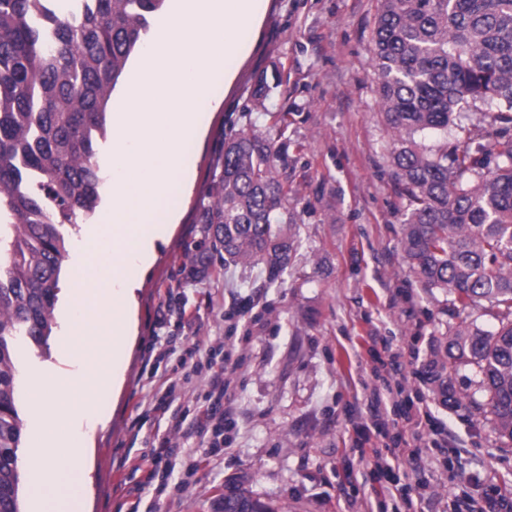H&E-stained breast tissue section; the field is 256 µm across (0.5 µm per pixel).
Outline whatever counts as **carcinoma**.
<instances>
[{
  "label": "carcinoma",
  "mask_w": 512,
  "mask_h": 512,
  "mask_svg": "<svg viewBox=\"0 0 512 512\" xmlns=\"http://www.w3.org/2000/svg\"><path fill=\"white\" fill-rule=\"evenodd\" d=\"M164 2L0 0V512H20L19 341L48 347L68 257L63 228L96 211L108 102ZM373 55L396 133L389 158L406 201L404 260L460 316L431 361L436 391L468 402L512 441V137L495 127L512 116L480 128L495 150L492 168L469 133L452 152L423 143L448 132L464 105L496 99L512 110V0H381ZM287 150L253 127L224 139L211 201L196 216L213 230L212 250L226 263L263 265L267 287L299 248ZM466 367L472 394L451 386ZM230 487L250 512H274L243 481Z\"/></svg>",
  "instance_id": "obj_1"
}]
</instances>
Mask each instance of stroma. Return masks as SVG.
<instances>
[{
    "mask_svg": "<svg viewBox=\"0 0 512 512\" xmlns=\"http://www.w3.org/2000/svg\"><path fill=\"white\" fill-rule=\"evenodd\" d=\"M380 0H269L257 39L212 111L195 157L190 195L136 291L134 343L122 362L124 380L103 410L106 423L85 452V512H130L134 485L122 458L137 459L152 441L168 438L178 468L197 463L185 491L142 496L150 512H212L228 478L244 475L277 512H455L477 486L512 495V442L503 443L473 409L451 408L426 379L431 352L456 317L446 293L426 292L402 259L401 214L388 155L392 131L382 117L372 35ZM270 91L258 100L256 84ZM288 115V210L302 246L282 283L265 287L262 266L224 263L207 269L193 254L211 235L196 221L208 200L224 137L253 126L271 131L272 115ZM175 286L195 325L161 316L159 302ZM224 345L228 383L224 405L234 428L224 450L207 458L206 436L167 434L149 405L174 380L173 362L157 358L158 340L193 335ZM385 336L418 360L394 374ZM388 382V404L429 410L448 432L439 453L431 436L387 427L358 446L356 429L369 422L367 397L376 379ZM422 451L420 466L402 458L408 497L384 493L374 451Z\"/></svg>",
    "mask_w": 512,
    "mask_h": 512,
    "instance_id": "35a3bbf8",
    "label": "stroma"
}]
</instances>
